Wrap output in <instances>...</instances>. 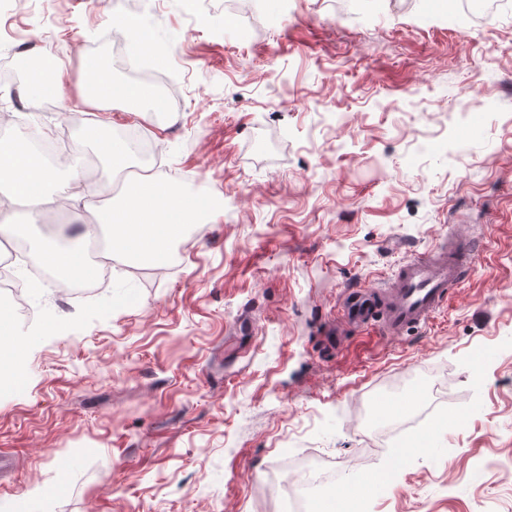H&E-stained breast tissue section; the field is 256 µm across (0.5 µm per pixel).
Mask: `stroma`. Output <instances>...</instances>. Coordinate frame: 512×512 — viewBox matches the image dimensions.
<instances>
[{
    "label": "stroma",
    "mask_w": 512,
    "mask_h": 512,
    "mask_svg": "<svg viewBox=\"0 0 512 512\" xmlns=\"http://www.w3.org/2000/svg\"><path fill=\"white\" fill-rule=\"evenodd\" d=\"M225 0H0L30 34L0 41L14 76L0 119L29 109L43 135L88 160L86 196L59 213L85 233L112 204L87 124L159 147L161 178L219 207L161 261L116 254L88 295L44 279L0 353V512H283L267 475L322 461L362 483L393 450L392 489L368 512H512V17L449 20L451 0H266L224 19ZM136 21L167 47L175 90L147 108H73L89 58L117 72L113 35ZM65 54L42 96L26 63ZM461 238L469 275L424 326L351 329L346 294ZM131 284L130 296L117 283ZM435 428L387 444L361 410L407 416L429 391ZM61 493L29 498L34 486Z\"/></svg>",
    "instance_id": "obj_1"
}]
</instances>
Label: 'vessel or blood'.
I'll use <instances>...</instances> for the list:
<instances>
[{
    "label": "vessel or blood",
    "mask_w": 512,
    "mask_h": 512,
    "mask_svg": "<svg viewBox=\"0 0 512 512\" xmlns=\"http://www.w3.org/2000/svg\"><path fill=\"white\" fill-rule=\"evenodd\" d=\"M478 257L475 242L465 239L442 255L408 260L399 267L388 287L351 291L343 306V316L354 327L376 325L391 335L425 325L446 300L449 286Z\"/></svg>",
    "instance_id": "b4317fda"
}]
</instances>
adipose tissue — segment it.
<instances>
[{
	"label": "adipose tissue",
	"instance_id": "obj_1",
	"mask_svg": "<svg viewBox=\"0 0 512 512\" xmlns=\"http://www.w3.org/2000/svg\"><path fill=\"white\" fill-rule=\"evenodd\" d=\"M96 78L88 88L89 97L107 101L122 97L129 109H139L154 99L155 93L145 86L117 87L111 78L101 75L96 60L85 62ZM0 171L8 173L12 182V199L28 206L29 224H39L44 210L43 188L55 182L52 166L39 162L25 135H16L0 148ZM203 210L196 197L186 195L179 187L152 178L131 180L121 203L109 205L95 214V223L106 229L116 248L125 250L132 259L154 262L166 254L171 239L188 224L201 223Z\"/></svg>",
	"mask_w": 512,
	"mask_h": 512
}]
</instances>
